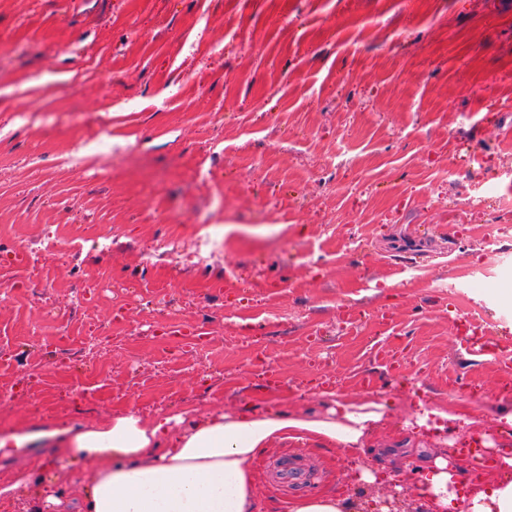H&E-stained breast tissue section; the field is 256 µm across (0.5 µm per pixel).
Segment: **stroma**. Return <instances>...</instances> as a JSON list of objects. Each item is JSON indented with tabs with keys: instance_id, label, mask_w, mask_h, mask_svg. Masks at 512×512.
I'll list each match as a JSON object with an SVG mask.
<instances>
[{
	"instance_id": "obj_1",
	"label": "stroma",
	"mask_w": 512,
	"mask_h": 512,
	"mask_svg": "<svg viewBox=\"0 0 512 512\" xmlns=\"http://www.w3.org/2000/svg\"><path fill=\"white\" fill-rule=\"evenodd\" d=\"M511 199L512 0H0V267L28 289L0 287V435L386 399L363 464L444 453L469 475L460 443L512 449V377L454 324L512 320V236L487 248ZM50 317L126 339L57 355ZM174 318L242 340L222 362L166 356ZM423 405L457 420L431 435ZM294 452L321 491L387 492L319 440L276 441L261 512H283L266 467Z\"/></svg>"
}]
</instances>
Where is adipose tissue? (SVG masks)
<instances>
[{
    "label": "adipose tissue",
    "mask_w": 512,
    "mask_h": 512,
    "mask_svg": "<svg viewBox=\"0 0 512 512\" xmlns=\"http://www.w3.org/2000/svg\"><path fill=\"white\" fill-rule=\"evenodd\" d=\"M339 407V417L329 419L251 410L212 412L190 421L167 412L148 420L124 408L96 424L16 434L12 440L18 447L42 441L61 448L62 456L43 459L42 468L81 466L85 489L73 503L27 474L0 486V504L8 503L16 486L29 485L26 512H259L253 463L272 440L291 434L343 448L354 482L381 483L377 470L360 463L381 413H358L345 401ZM452 480L441 456L412 476V485L426 498V512H444ZM455 506L457 512H512V455L502 456L497 478ZM287 509L372 512L373 507L366 498L326 493L295 499Z\"/></svg>",
    "instance_id": "1"
}]
</instances>
